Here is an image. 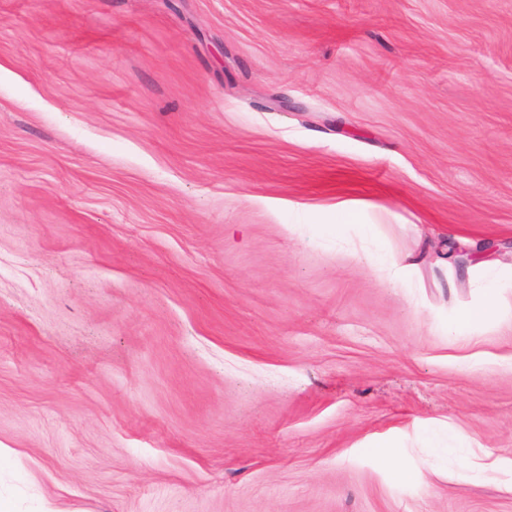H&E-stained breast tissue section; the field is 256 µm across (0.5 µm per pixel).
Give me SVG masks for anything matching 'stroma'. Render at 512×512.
Returning <instances> with one entry per match:
<instances>
[{
    "mask_svg": "<svg viewBox=\"0 0 512 512\" xmlns=\"http://www.w3.org/2000/svg\"><path fill=\"white\" fill-rule=\"evenodd\" d=\"M0 448L13 512H512V0H0Z\"/></svg>",
    "mask_w": 512,
    "mask_h": 512,
    "instance_id": "1",
    "label": "stroma"
}]
</instances>
